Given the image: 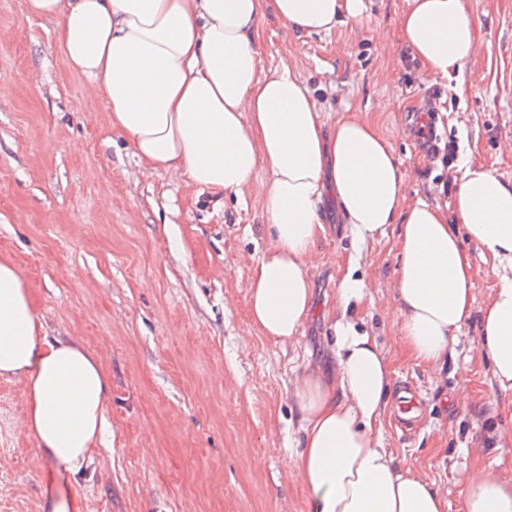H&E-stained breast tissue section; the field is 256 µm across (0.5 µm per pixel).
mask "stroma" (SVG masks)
Returning a JSON list of instances; mask_svg holds the SVG:
<instances>
[{"label": "stroma", "instance_id": "obj_1", "mask_svg": "<svg viewBox=\"0 0 512 512\" xmlns=\"http://www.w3.org/2000/svg\"><path fill=\"white\" fill-rule=\"evenodd\" d=\"M407 6L363 0L361 23L300 37L266 13L260 67L290 65L324 114L375 123L402 162L408 200L444 208L460 171L425 154L415 115L439 94L442 139L457 141L459 159L512 181V0H467L481 45L447 79L402 63ZM54 29L26 0H0V256L25 276L48 336L99 357L110 428L78 474L53 468L23 428L24 379L0 376V512H42L56 492L79 512H308L288 386L309 367L332 369L326 313L353 261L368 284L353 315L387 356L393 386L410 383L423 397L412 433L384 412V448L445 497L448 512H460L474 467L512 481V401L479 351V307L497 286L489 257L465 243L476 308L447 364L421 365L393 326L396 226L358 246L327 211L301 334L285 343L264 336L247 306L268 240L257 196L197 189L166 172L142 176L89 80L65 67ZM461 387L470 395L463 406L449 400Z\"/></svg>", "mask_w": 512, "mask_h": 512}]
</instances>
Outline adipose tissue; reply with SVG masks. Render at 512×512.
I'll use <instances>...</instances> for the list:
<instances>
[{
	"instance_id": "ef3b65f1",
	"label": "adipose tissue",
	"mask_w": 512,
	"mask_h": 512,
	"mask_svg": "<svg viewBox=\"0 0 512 512\" xmlns=\"http://www.w3.org/2000/svg\"><path fill=\"white\" fill-rule=\"evenodd\" d=\"M361 0H27L56 23L66 68L88 78L110 125L144 174L236 196L254 192L269 243L247 285L252 321L265 336L295 339L311 311L308 261L326 232L331 202L358 242L399 227L394 325L411 359L442 365L471 314L474 270L467 235L492 260L497 286L481 313L480 352L512 393V182L466 165L451 211L407 202L401 160L371 122L326 120L290 65L264 73L257 42L264 12L292 31L330 33L360 17ZM401 37L431 76L476 54L479 33L465 0H409ZM368 294L347 271L331 309L337 368L291 381L302 439L296 472L310 512H447L424 479L402 471L381 442L391 366L350 311ZM0 376L25 380V425L50 465L78 473L110 427L109 381L78 341L49 338L14 261L0 257ZM461 512H512V483L473 469Z\"/></svg>"
}]
</instances>
